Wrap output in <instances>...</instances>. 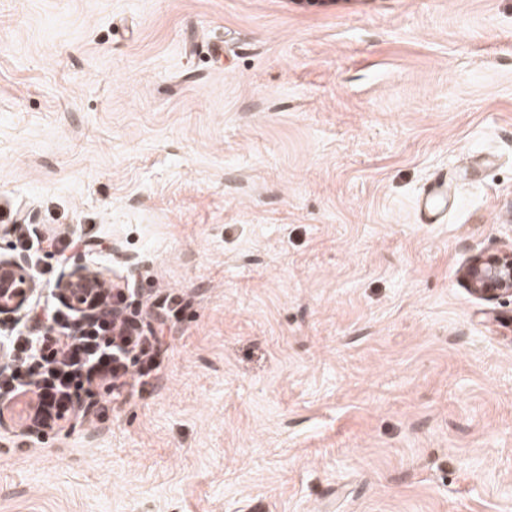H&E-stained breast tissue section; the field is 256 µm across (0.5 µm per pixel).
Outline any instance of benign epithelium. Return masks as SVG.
Returning <instances> with one entry per match:
<instances>
[{"mask_svg":"<svg viewBox=\"0 0 512 512\" xmlns=\"http://www.w3.org/2000/svg\"><path fill=\"white\" fill-rule=\"evenodd\" d=\"M465 279L471 290L487 301L512 296V248L474 255L466 269ZM103 279L82 265L66 272L58 285L62 303L78 312L83 319L99 313L93 294L102 287ZM36 291L29 261L0 259V315L16 313L27 305Z\"/></svg>","mask_w":512,"mask_h":512,"instance_id":"7a95c632","label":"benign epithelium"}]
</instances>
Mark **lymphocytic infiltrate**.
I'll use <instances>...</instances> for the list:
<instances>
[{
	"label": "lymphocytic infiltrate",
	"instance_id": "1",
	"mask_svg": "<svg viewBox=\"0 0 512 512\" xmlns=\"http://www.w3.org/2000/svg\"><path fill=\"white\" fill-rule=\"evenodd\" d=\"M102 302L107 317L89 323L48 302L40 310L42 330L0 332L6 356L0 390L12 397L32 394L44 428L75 419L82 396L100 390L107 402H123L158 372L163 330L155 326L153 312L127 311L125 290L116 284L105 288Z\"/></svg>",
	"mask_w": 512,
	"mask_h": 512
}]
</instances>
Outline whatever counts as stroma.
<instances>
[{"instance_id":"stroma-1","label":"stroma","mask_w":512,"mask_h":512,"mask_svg":"<svg viewBox=\"0 0 512 512\" xmlns=\"http://www.w3.org/2000/svg\"><path fill=\"white\" fill-rule=\"evenodd\" d=\"M13 210L185 306L134 400L0 430V512H512V299L462 276L512 245V0H0V257ZM457 205L453 181L448 172H436L423 186L416 201L417 219L420 224H443L447 207Z\"/></svg>"}]
</instances>
